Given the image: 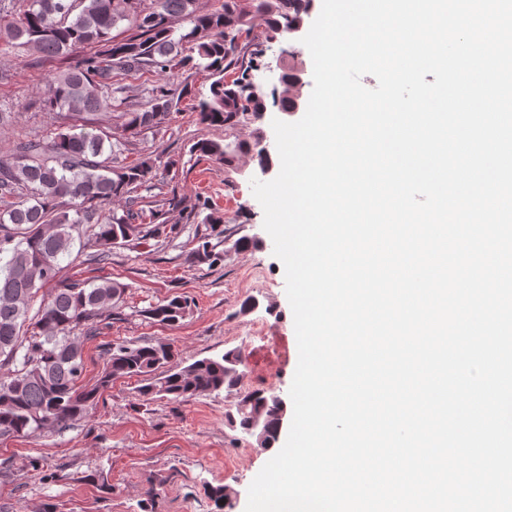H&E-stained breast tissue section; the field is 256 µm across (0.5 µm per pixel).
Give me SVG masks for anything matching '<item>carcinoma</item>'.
Segmentation results:
<instances>
[{
    "instance_id": "1",
    "label": "carcinoma",
    "mask_w": 512,
    "mask_h": 512,
    "mask_svg": "<svg viewBox=\"0 0 512 512\" xmlns=\"http://www.w3.org/2000/svg\"><path fill=\"white\" fill-rule=\"evenodd\" d=\"M313 0H215L204 9L199 0H0V54L23 49L41 60H66L83 54L50 79L40 108L68 118L70 113L96 114L127 99L123 79L139 72L158 76L147 106L121 113L118 136L70 125L43 138H22L0 155V366L11 373L0 379V439L39 437L62 432L96 406L112 382L147 377L145 395L189 400L235 390L243 358L236 350L205 357L178 368L174 352L161 341L120 344L112 350L101 376L90 387L80 385L83 343L121 319L118 302L125 287L108 277L100 283L59 281L61 258L77 237L97 247L93 259L106 260L112 246L177 238L182 220L207 225L189 252L190 262L213 267L224 260L211 239L224 234V214L209 201L191 208L175 195L158 193L138 205L135 193L164 181L176 166L171 159L157 166L141 148L145 133L160 130L159 117L193 101L197 123L233 133L252 126L251 137L226 143L200 139L191 147L199 158L234 168L252 154L260 168L273 165L261 146L256 126L268 110L267 96L249 90L253 72L266 66L267 44L294 21L310 16ZM127 22L121 40L112 30ZM282 95L272 98L282 111L295 107L294 65L282 64ZM211 77L208 94L195 93L189 79L174 82V71ZM136 153L135 162L120 160ZM125 201L122 213L112 204ZM52 286L34 316L39 290ZM191 300L174 295L145 311L147 318L172 325L182 320ZM281 418L279 397L261 391L244 394L229 425L271 446Z\"/></svg>"
}]
</instances>
